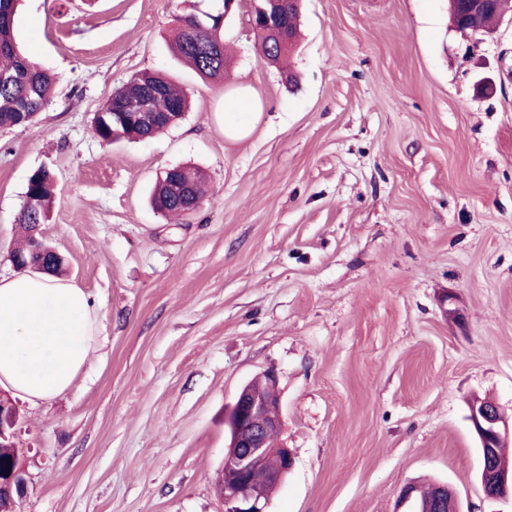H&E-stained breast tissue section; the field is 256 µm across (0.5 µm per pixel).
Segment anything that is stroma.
I'll return each mask as SVG.
<instances>
[{
  "instance_id": "1",
  "label": "stroma",
  "mask_w": 512,
  "mask_h": 512,
  "mask_svg": "<svg viewBox=\"0 0 512 512\" xmlns=\"http://www.w3.org/2000/svg\"><path fill=\"white\" fill-rule=\"evenodd\" d=\"M204 0H22L14 31L55 74L48 105L0 128V277L15 275L28 180L54 176L41 233L100 302L99 347L62 396L15 399L18 512H223L224 413L273 371L294 466L268 512H396L444 483L463 512H512L475 475L472 397L512 422V21L461 36L448 0H302L299 46L262 58L246 10L228 73L172 52ZM192 104L144 141L93 121L143 72ZM260 97L227 137L237 91ZM209 191L176 219L157 178Z\"/></svg>"
}]
</instances>
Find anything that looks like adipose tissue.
<instances>
[{
  "label": "adipose tissue",
  "instance_id": "adipose-tissue-1",
  "mask_svg": "<svg viewBox=\"0 0 512 512\" xmlns=\"http://www.w3.org/2000/svg\"><path fill=\"white\" fill-rule=\"evenodd\" d=\"M100 308L67 278L0 279V386L31 402L67 392L98 345Z\"/></svg>",
  "mask_w": 512,
  "mask_h": 512
}]
</instances>
